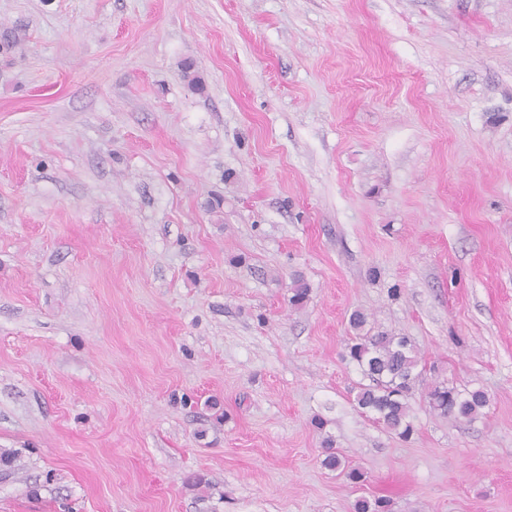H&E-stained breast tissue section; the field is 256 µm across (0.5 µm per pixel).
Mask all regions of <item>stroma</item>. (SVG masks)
I'll use <instances>...</instances> for the list:
<instances>
[{
	"instance_id": "35a3bbf8",
	"label": "stroma",
	"mask_w": 512,
	"mask_h": 512,
	"mask_svg": "<svg viewBox=\"0 0 512 512\" xmlns=\"http://www.w3.org/2000/svg\"><path fill=\"white\" fill-rule=\"evenodd\" d=\"M1 453L0 512H512V0H0ZM363 312L349 319L356 336L347 345V357L360 369L368 384H360L356 405L362 414L373 419L389 433L408 439L414 432L411 401L424 368L411 341L383 331L371 334ZM426 398L431 412L456 421L476 420L489 405V398L481 389L461 391L443 383L428 389Z\"/></svg>"
}]
</instances>
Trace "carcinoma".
I'll return each mask as SVG.
<instances>
[{
  "label": "carcinoma",
  "instance_id": "carcinoma-1",
  "mask_svg": "<svg viewBox=\"0 0 512 512\" xmlns=\"http://www.w3.org/2000/svg\"><path fill=\"white\" fill-rule=\"evenodd\" d=\"M349 325L356 336L347 345V357L368 380L359 386L357 408L386 431L409 438L414 432L411 401L422 377L417 350L405 336L373 332L362 312L353 313ZM426 398L431 412L456 421H473L489 405L481 389L461 391L443 383L428 389ZM389 507L387 499L362 496L355 501L353 512H390Z\"/></svg>",
  "mask_w": 512,
  "mask_h": 512
}]
</instances>
